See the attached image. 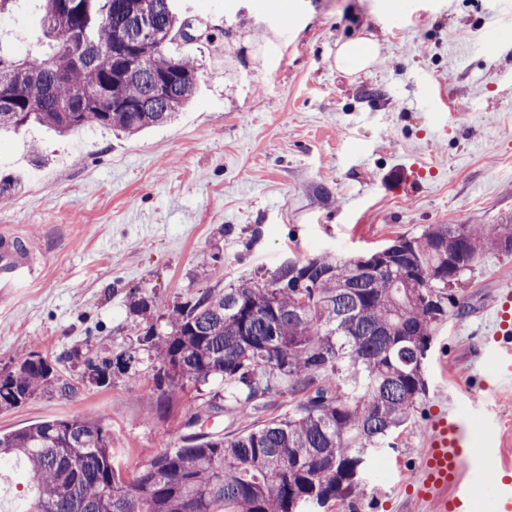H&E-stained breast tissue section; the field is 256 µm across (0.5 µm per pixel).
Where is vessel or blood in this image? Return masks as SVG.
<instances>
[{"mask_svg":"<svg viewBox=\"0 0 512 512\" xmlns=\"http://www.w3.org/2000/svg\"><path fill=\"white\" fill-rule=\"evenodd\" d=\"M34 256L16 236L0 235V294L13 295L32 280ZM479 355L493 367L497 384L512 386V290L499 292L492 318L482 335ZM500 450L496 442L471 447L468 432L455 411L435 419L423 465L413 481L417 500L432 503L434 512H472L478 495L472 476L488 472ZM493 512H512V479L489 485Z\"/></svg>","mask_w":512,"mask_h":512,"instance_id":"1","label":"vessel or blood"}]
</instances>
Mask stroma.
<instances>
[{
    "label": "stroma",
    "mask_w": 512,
    "mask_h": 512,
    "mask_svg": "<svg viewBox=\"0 0 512 512\" xmlns=\"http://www.w3.org/2000/svg\"><path fill=\"white\" fill-rule=\"evenodd\" d=\"M13 10L21 22L0 28V52L39 50L40 0ZM175 10L225 31L174 41L199 68L177 120L133 138L95 127L83 150L39 125L0 134V229L40 263L31 288L0 298V371L34 352L79 382L74 397L41 393L0 410V433L98 418L126 478L180 444L189 409L220 388L180 383L161 411L148 361L111 387L84 380L87 358L135 347L130 290L150 294L163 320L197 289L262 282L289 259L353 257L432 224L512 222L503 0H176ZM358 38L377 42L376 62L338 70L337 47ZM508 286L512 254L498 252L458 283L467 312L438 328L417 412L332 512H432L403 478L419 473L430 424L452 400L473 447L494 438L512 463V389L491 392L478 356ZM476 403L498 426L473 418ZM34 491L22 467L0 471V512H24Z\"/></svg>",
    "instance_id": "35a3bbf8"
}]
</instances>
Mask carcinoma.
<instances>
[{"mask_svg":"<svg viewBox=\"0 0 512 512\" xmlns=\"http://www.w3.org/2000/svg\"><path fill=\"white\" fill-rule=\"evenodd\" d=\"M43 0L42 52L0 53V130L31 122L61 135L103 127L135 136L170 121L196 95L198 68L170 50L195 20L174 0H122L129 17L153 10L165 40L121 52L109 22L116 0ZM174 81L162 96L155 80ZM512 224H433L374 255H316L280 264L263 285L201 288L175 305L165 325L153 300L129 296L145 323L138 347L87 360L88 381L110 386L147 353L161 391L183 381H224L205 402L212 415L251 418L283 389L295 410L234 435L200 433L125 479L112 466L109 435L94 418L47 421L0 434V462L25 464L37 493L27 512H320L349 497L371 456L394 447L426 393L423 363L438 327L466 304L454 285L486 250L512 253ZM72 397L77 387L39 354L0 373V408L35 395Z\"/></svg>","mask_w":512,"mask_h":512,"instance_id":"cac0c4a2","label":"carcinoma"}]
</instances>
